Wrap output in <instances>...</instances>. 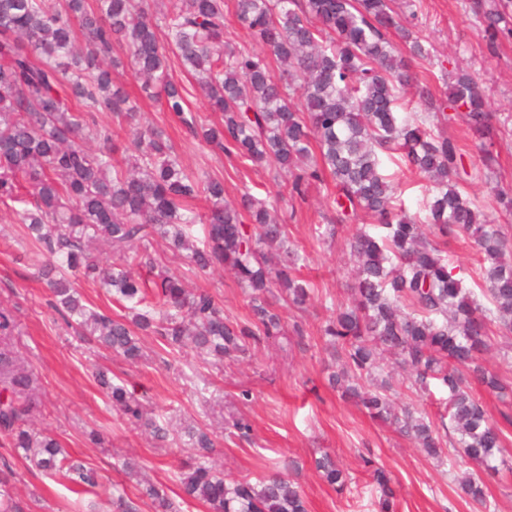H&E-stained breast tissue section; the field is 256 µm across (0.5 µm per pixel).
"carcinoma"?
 <instances>
[{"label":"carcinoma","mask_w":512,"mask_h":512,"mask_svg":"<svg viewBox=\"0 0 512 512\" xmlns=\"http://www.w3.org/2000/svg\"><path fill=\"white\" fill-rule=\"evenodd\" d=\"M390 2L235 0L237 21L261 53L224 43V0H168L159 17L150 0H65L64 11L56 0H0V204L46 256L41 275L65 323L129 360L140 357L139 330L172 350L189 343L232 359L281 334L275 302L301 309L314 298L310 282L296 275L306 257L288 246L279 204L305 199L329 174L336 191L326 197L329 224L318 237H334L361 213L378 233L363 229L350 242L351 300L322 329L339 364L328 383L433 458L445 456L441 431L452 430L448 444L477 467L458 489L487 509L481 473L508 464L505 435L471 384L503 399L512 390L480 363L494 333L512 334V189L496 190L501 224L468 193L486 178L495 114L467 71L450 77L442 98L417 83L412 62L431 65L434 51L401 23ZM471 3L487 36L512 38V0ZM118 48L144 91L160 88L165 110L195 137L244 165L267 169L278 187L274 200L245 193L224 204L223 179L188 171L163 131L139 126L123 82L105 68L122 64L114 56ZM173 58L219 121L190 109L188 91L169 78ZM272 60L283 66L278 81ZM99 112L116 114L134 130L123 167L112 163V136L98 127ZM456 112L484 139L479 165L466 167L457 142L433 130L452 123ZM89 140L100 147L90 148ZM394 153L428 182L422 217L407 212L381 171V155ZM197 198L207 202L206 213L189 207ZM451 235L470 239L483 255L482 295L490 305L455 273L445 250ZM97 236L111 247L106 265L86 249L85 238ZM159 239L200 274L217 266L231 271L250 299L247 322L224 318L209 292L188 289L160 267L154 257ZM134 266L154 273L152 285L133 276ZM77 272L128 304V313L112 316L83 304ZM388 354L415 392L431 395L434 381L446 389L440 423L393 400ZM95 378L124 415L154 437L165 436L108 371ZM34 389L32 371L1 342L0 436L41 474L62 479L76 494L92 491L99 486L97 470L31 428ZM192 437L202 461L181 472V491L208 512H308L288 476L290 463L255 483L230 479L205 461L215 447L210 435ZM316 469L329 485L347 486L331 456L316 459ZM373 480L380 512H394L391 478L376 468ZM142 495L155 512H180L155 485Z\"/></svg>","instance_id":"1"}]
</instances>
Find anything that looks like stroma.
Returning a JSON list of instances; mask_svg holds the SVG:
<instances>
[{"instance_id": "obj_1", "label": "stroma", "mask_w": 512, "mask_h": 512, "mask_svg": "<svg viewBox=\"0 0 512 512\" xmlns=\"http://www.w3.org/2000/svg\"><path fill=\"white\" fill-rule=\"evenodd\" d=\"M469 2L422 0L414 11L415 24L430 37L435 60L416 71L420 83L439 96L446 92L455 68L478 76L497 114V162L491 183L472 185L470 193L493 216L497 209L492 185L512 187V38L500 40L497 51H490ZM125 89L139 106L141 126L164 128L187 170L223 177L226 200H237L247 191L260 198L274 192L265 170L244 166L196 140L165 112L162 95L146 97L130 77ZM333 190V180L325 179L310 189L306 200L295 202L293 215L285 219L292 246L306 258L300 273L315 287L311 304L302 311L283 309L285 335L253 346L239 361L206 355L191 345L169 353L157 336L143 333L142 356L133 363L104 349L93 337H78L49 310V291L37 274L43 259L23 225L0 206V306L13 310L17 328L10 343L37 377L34 427L49 431L68 454L103 478L101 489L78 500L66 484L43 476L0 445V457L13 460L7 490L24 512H103L112 488L124 490L140 512H154L123 464L137 462L147 479L169 495L179 494L181 465L196 455L189 436L193 429L211 435L215 450L209 461L233 479L254 481L283 461H293L290 476L301 486L308 512H378L371 473L360 461L364 453L390 474L397 512H512V470L503 468L486 477L490 508L482 510L459 496L447 466L330 388L332 360L321 329L348 302L349 244L356 230L369 222L368 217H359L334 238L320 240L316 229L328 215L322 199ZM155 253L160 266L181 275L190 287L209 291L223 304L226 318H249L248 300L227 271L195 274L186 260L162 243ZM297 321L307 332L306 341H298L291 332ZM99 368L109 370L113 383L125 386L148 416L164 426L166 440L113 408L95 379ZM243 389L249 390V399H240ZM239 418L252 426L249 440L239 439L231 427ZM93 429L103 435L100 444L87 439ZM325 453L349 475L344 490H336L318 474L315 460Z\"/></svg>"}]
</instances>
